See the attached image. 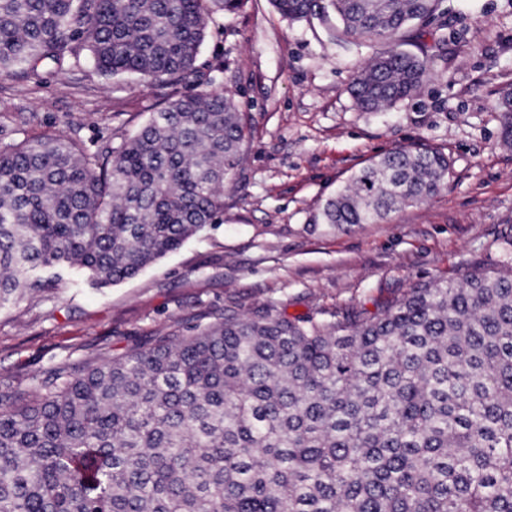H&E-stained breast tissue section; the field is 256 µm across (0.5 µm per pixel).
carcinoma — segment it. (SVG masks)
I'll return each instance as SVG.
<instances>
[{"mask_svg": "<svg viewBox=\"0 0 512 512\" xmlns=\"http://www.w3.org/2000/svg\"><path fill=\"white\" fill-rule=\"evenodd\" d=\"M245 0H0V76L88 52L107 77L187 82L210 23ZM336 39L392 47L353 72L365 111L421 82L398 48L439 0H271ZM235 100L181 95L91 152L64 135L0 146V312L67 265L107 287L224 218L243 158ZM437 149L395 148L317 220L374 224L446 182ZM0 512H512V267L412 289L350 324L224 314L147 348L58 369L0 399Z\"/></svg>", "mask_w": 512, "mask_h": 512, "instance_id": "obj_1", "label": "carcinoma"}]
</instances>
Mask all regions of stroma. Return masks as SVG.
I'll return each instance as SVG.
<instances>
[{
	"label": "stroma",
	"mask_w": 512,
	"mask_h": 512,
	"mask_svg": "<svg viewBox=\"0 0 512 512\" xmlns=\"http://www.w3.org/2000/svg\"><path fill=\"white\" fill-rule=\"evenodd\" d=\"M335 26L246 0L217 14L187 85L106 78L84 50L36 80L0 77V145L65 135L94 151L189 88L231 95L249 138L221 226L106 288L76 270L39 271L44 291L0 313V394L32 392L56 368L188 333L227 309L343 322L421 284L512 264V143L500 107L512 89V0H441L406 34V51L425 62L420 89L377 112L356 107L349 83L354 65L387 44L336 39ZM420 145L450 162L431 200L376 224L316 223L324 200L373 157Z\"/></svg>",
	"instance_id": "obj_1"
}]
</instances>
